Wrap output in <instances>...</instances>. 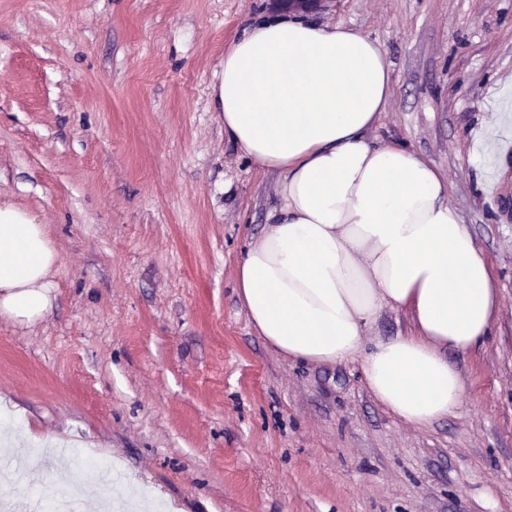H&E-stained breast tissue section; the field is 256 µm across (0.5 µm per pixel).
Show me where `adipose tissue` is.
Segmentation results:
<instances>
[{"label": "adipose tissue", "instance_id": "1", "mask_svg": "<svg viewBox=\"0 0 512 512\" xmlns=\"http://www.w3.org/2000/svg\"><path fill=\"white\" fill-rule=\"evenodd\" d=\"M391 98L382 45L298 14L246 26L224 53V133L279 176L280 204L237 272L253 327L283 356L359 361L374 398L427 425L463 405L447 351L489 337L491 261L448 200V180L397 143L369 139ZM58 254L46 225L0 203V314L32 325L51 306ZM414 333L367 340L384 309Z\"/></svg>", "mask_w": 512, "mask_h": 512}]
</instances>
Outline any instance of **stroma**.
Wrapping results in <instances>:
<instances>
[{
	"mask_svg": "<svg viewBox=\"0 0 512 512\" xmlns=\"http://www.w3.org/2000/svg\"><path fill=\"white\" fill-rule=\"evenodd\" d=\"M269 0H0V201L47 226L52 307L0 316V489L49 504L90 463L151 512H512V0H330L315 20L379 41L392 94L370 134L447 177L487 253L500 313L449 352L466 398L410 425L359 361L291 360L251 325L236 274L278 176L224 136V51Z\"/></svg>",
	"mask_w": 512,
	"mask_h": 512,
	"instance_id": "35a3bbf8",
	"label": "stroma"
}]
</instances>
